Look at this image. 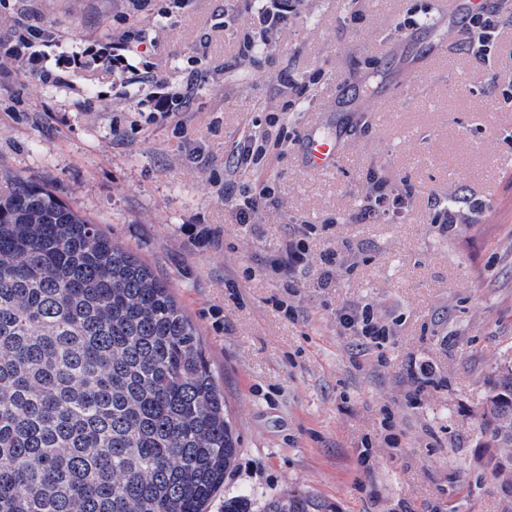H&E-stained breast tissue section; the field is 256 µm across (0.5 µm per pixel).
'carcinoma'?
<instances>
[{"mask_svg":"<svg viewBox=\"0 0 512 512\" xmlns=\"http://www.w3.org/2000/svg\"><path fill=\"white\" fill-rule=\"evenodd\" d=\"M0 180V512H206L237 439L197 328L131 248L46 187ZM481 434L512 484V364ZM224 512H250L248 495ZM262 512L339 508L290 489Z\"/></svg>","mask_w":512,"mask_h":512,"instance_id":"cac0c4a2","label":"carcinoma"}]
</instances>
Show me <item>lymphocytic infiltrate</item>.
<instances>
[{"label":"lymphocytic infiltrate","mask_w":512,"mask_h":512,"mask_svg":"<svg viewBox=\"0 0 512 512\" xmlns=\"http://www.w3.org/2000/svg\"><path fill=\"white\" fill-rule=\"evenodd\" d=\"M502 22L501 14L494 8L485 7L469 14L466 29L471 34L470 48L479 60H489ZM52 42L46 30L16 25L14 30L0 36V74L32 73L38 75L43 84L54 87L69 85L71 71L90 66L134 74L137 104L147 110L148 121L167 120L175 137L185 136L184 114L196 93L197 73H190L185 83L176 86L157 80L151 62L139 52L127 31L111 36L110 50L105 54L75 47L52 55L47 51ZM307 254L303 236L289 237L268 259L264 272L279 278L282 284H289L292 274L306 268ZM336 319L347 334L362 337L377 346L388 334L368 306L340 308Z\"/></svg>","instance_id":"f902f5d3"}]
</instances>
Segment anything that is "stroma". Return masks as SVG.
Wrapping results in <instances>:
<instances>
[{"label":"stroma","mask_w":512,"mask_h":512,"mask_svg":"<svg viewBox=\"0 0 512 512\" xmlns=\"http://www.w3.org/2000/svg\"><path fill=\"white\" fill-rule=\"evenodd\" d=\"M446 2L294 0L269 32L248 29L257 0H192L164 28L136 0L0 6L2 34L20 22L102 46L131 28L158 78L180 84L193 63L202 74L186 114L195 159L104 70L75 73L70 90L0 78V171L46 186L132 248L197 326L239 441L207 512L241 492L259 512L289 488L341 512H512L480 434L490 384L512 360V26L478 62L463 24L438 27ZM247 33L258 49L243 58ZM441 38L437 62L428 45ZM273 113L291 136L269 147L261 173L236 174V190H274L241 225L224 169L241 134L264 132ZM314 127L341 136L333 172L304 165ZM378 182L408 197L396 221L364 215ZM469 196L480 205L460 223H434V200ZM307 224L308 266L288 291L263 268ZM329 249L340 260L324 288ZM367 303L389 329L384 349L336 320Z\"/></svg>","instance_id":"stroma-1"}]
</instances>
